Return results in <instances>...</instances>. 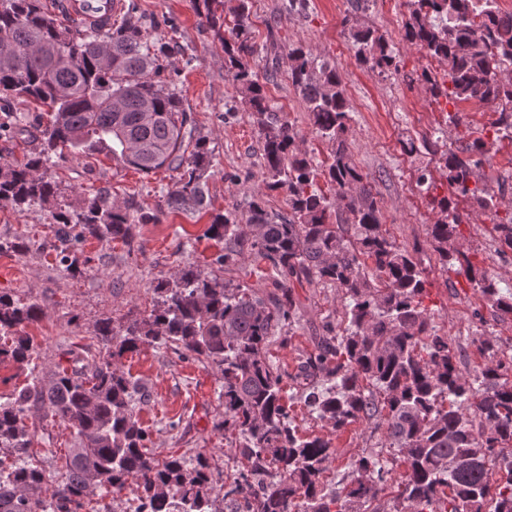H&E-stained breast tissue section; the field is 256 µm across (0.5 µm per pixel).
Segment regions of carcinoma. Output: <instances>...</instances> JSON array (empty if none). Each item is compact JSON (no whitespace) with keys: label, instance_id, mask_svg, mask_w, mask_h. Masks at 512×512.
<instances>
[{"label":"carcinoma","instance_id":"carcinoma-1","mask_svg":"<svg viewBox=\"0 0 512 512\" xmlns=\"http://www.w3.org/2000/svg\"><path fill=\"white\" fill-rule=\"evenodd\" d=\"M205 22L224 46V67L239 103L259 116L263 182L287 188L290 214L279 218L253 201L243 219L229 211L213 216L209 234L224 241L217 268L185 265L157 282L150 313L119 328H97L102 360L93 370L57 364L50 380L33 377L0 401V512H82L98 488L135 485V512H220L215 480L205 464L184 456L162 462L147 451L148 432L135 412L134 396L148 394L117 359L144 345L163 344L181 358L211 363L224 376V419L216 428L238 432L241 466L223 484L236 512H368L391 480L393 463L381 454L352 465L350 482L324 493L322 476L333 459L331 439L302 437L283 403L288 372L273 364L267 346L294 322L293 284L331 283L340 288L347 326L320 336L299 360L296 382L307 380L301 398L333 432L359 420L383 417L388 447L403 457L394 512H512V357L498 341L477 336L486 359L471 373L459 366L460 350L438 334L423 306L425 281L412 256L382 230L368 177L346 146L350 107L335 65L302 45L288 47L289 78L299 91L315 131L334 145L324 177L328 198L317 186L318 166L302 149L291 125L270 113L264 86L250 66L251 0L230 7L234 24L224 29V0H202ZM406 39L444 66L447 96L495 103L498 132L512 140V13L497 0H408ZM481 16L484 23L474 24ZM154 25L129 2L104 30L76 20L64 24L40 0H0V99L21 98L46 107L35 126L37 144L21 162L0 165V202L21 209L53 207L59 263L78 271V245L87 237L124 242L134 217L98 189L77 208L60 204L59 185L47 170L64 152L77 159L104 154L145 174L175 173L164 206L200 212L212 152L197 134L193 112L176 88L162 80L168 46L151 39ZM358 62L384 69L395 58L370 27L350 29ZM492 146L476 138L463 160L446 152L438 160L450 196L438 201L440 217L428 235L443 265L463 256L464 274L480 289L495 316L512 319V290L504 293L489 269L460 251L458 201L497 212L500 198L476 186L477 171ZM352 216L353 237L330 222L331 210ZM502 249L512 250V218L494 225ZM248 250L279 273L276 291L258 295L224 280L221 271ZM45 315L36 300L0 293V363L29 365L37 344L25 328ZM386 393L379 406L364 382ZM37 406L72 430L74 447L61 466L32 460L38 431L27 424ZM465 466L448 468V459Z\"/></svg>","mask_w":512,"mask_h":512}]
</instances>
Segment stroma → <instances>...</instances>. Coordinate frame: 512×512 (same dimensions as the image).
I'll use <instances>...</instances> for the list:
<instances>
[{
	"mask_svg": "<svg viewBox=\"0 0 512 512\" xmlns=\"http://www.w3.org/2000/svg\"><path fill=\"white\" fill-rule=\"evenodd\" d=\"M287 3L252 0V37L259 52L251 67L265 78L273 112L292 125L318 168H327L333 146L314 132L288 78L286 53L289 46L300 44L336 64L350 106L347 146L358 168L376 180L384 229L422 272L428 293L425 303L433 312L436 330L459 348L469 371L485 363L472 343L479 334L497 338L504 354L512 355V320L494 321L479 289L458 274V261L441 264L428 237V226L438 217L437 202L449 193L437 161L443 153H461L473 138L494 144L479 172L480 185L498 194L503 210L512 209V141L495 140L497 112L470 101H452L447 109H440L420 76L427 70L442 77L443 66L406 40V0H364L357 13L351 0H306L305 10L298 13L288 12ZM137 4L146 19L158 22L153 36L168 43V67L178 73L176 89L213 151L209 211L193 216L162 210L163 197L173 185L172 172L147 175L102 155L59 159L49 175L60 184L66 204L76 205L85 191L104 189L117 203L134 200L159 213L158 223L134 225L131 244L95 239L82 243L90 262L70 274L56 261L49 208L35 205L19 211L0 204V235L19 234L31 241L28 251L0 254V292L36 298L46 312L26 328L39 346L33 363L0 364L1 399L25 386L32 375L49 377L64 351L74 350L86 367L98 365L102 358L98 323L109 319L118 325L148 315L157 281L188 264L209 267L223 252V243L207 234L212 215L229 211L245 215L257 198L269 211L289 213L286 189L268 190L262 184L258 116L233 109L237 93L224 69V49L194 0H137ZM354 26L371 27L385 37L396 58L395 71L383 75L355 62L349 38ZM268 47L276 48L280 57L278 72L270 80L265 77ZM423 170L433 181L426 194L416 184ZM496 221V216L473 211L459 230L469 258L494 271L500 288L512 289V251H498L492 231ZM223 276L263 294L271 290L278 273L246 252L225 266ZM294 292L300 301L298 320L287 340H276L269 348L273 362L291 373L298 357L312 351L314 336L324 334L326 325H339L342 310V292L336 286L298 285ZM121 368L138 379L149 395L136 412L149 433L153 457L202 458L219 481L238 468V436L213 428L224 411L219 399L224 377L217 367L146 345L125 354ZM331 438L334 455L323 477L325 488L349 478L355 460L378 451L393 458L395 473L404 471L394 449L385 447L384 431L375 421L356 422Z\"/></svg>",
	"mask_w": 512,
	"mask_h": 512,
	"instance_id": "35a3bbf8",
	"label": "stroma"
}]
</instances>
